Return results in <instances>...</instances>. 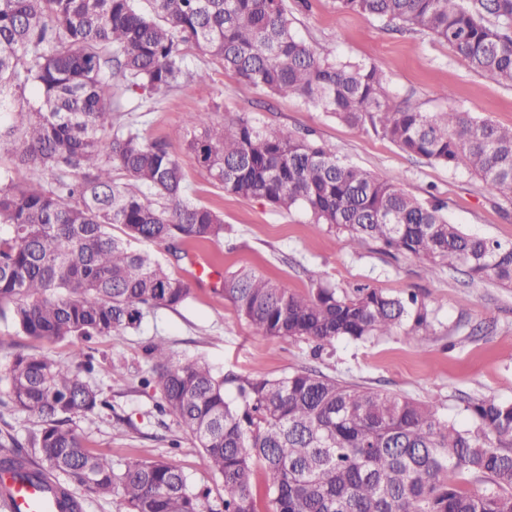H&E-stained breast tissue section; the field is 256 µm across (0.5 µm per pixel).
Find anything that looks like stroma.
<instances>
[{"mask_svg": "<svg viewBox=\"0 0 512 512\" xmlns=\"http://www.w3.org/2000/svg\"><path fill=\"white\" fill-rule=\"evenodd\" d=\"M286 6L294 32L317 54L378 65L389 79L393 100L412 97L426 112L451 105L512 126V86L473 71L447 44L339 11L336 0H309L305 8L298 0H286ZM188 69L190 78L158 97L148 114L134 112L133 99L123 97V119L134 122L146 141L168 142L186 172L189 195L221 211L228 230L221 241L188 246L180 262L164 245H151L169 271L189 283L192 295L177 310H151L139 329L93 340L97 369L90 381L110 405L77 419L85 446L116 467L134 459L171 462L193 488L209 491L211 501H218L221 487L200 449L172 417L160 413L158 393L140 383L148 367L145 349L157 339L166 341L174 358H201L216 370L242 376L279 378L315 368L433 402L440 418L462 426L469 423L463 409L467 398L492 392L512 401V288L472 284L463 272L433 270L423 260L389 254L375 243L352 253L344 249L341 234L318 228L304 210L281 213L264 200L224 192L187 150L186 117L209 112L221 121L246 115L268 130L306 134L344 161L379 177L397 178L419 199L437 198L452 223L476 236L512 242V204L489 200L468 172L410 158L388 140L351 129L314 104L267 97L224 72L207 54L189 50ZM446 89L452 100L443 98ZM201 258L218 274L250 269L299 292L309 288L314 271L348 291L367 284L393 295L412 292L427 306L431 325L417 346L400 333L367 343L339 339L320 351L308 341L260 338L215 292L214 282L196 274L194 263ZM73 349L72 340H37L0 321V440L11 436L25 443L31 463L40 460L38 450L27 445L39 422L6 405V375L17 352L66 361Z\"/></svg>", "mask_w": 512, "mask_h": 512, "instance_id": "obj_1", "label": "stroma"}]
</instances>
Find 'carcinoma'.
<instances>
[{"mask_svg":"<svg viewBox=\"0 0 512 512\" xmlns=\"http://www.w3.org/2000/svg\"><path fill=\"white\" fill-rule=\"evenodd\" d=\"M337 8L426 35L470 68L512 86V0H336ZM197 48L245 83L295 97L357 130H373L408 156L465 170L485 194L512 201V127L450 106L427 113L394 102L374 64L316 54L299 39L284 0H0V318L39 340L76 339L71 359L20 352L9 402L40 428L29 467L16 439L0 442V469L49 479L65 512L84 499L121 496L126 512H512V401L467 400L460 429L435 406L302 368L280 378L173 360L151 343L141 378L201 448L220 481L219 504L177 466L131 460L116 469L84 445L75 420L110 407L82 374L95 370L88 343L140 326L152 308L185 304L191 288L138 243L183 246L224 237L222 214L190 199L181 165L162 140L118 121L116 94L147 92L140 106L178 87ZM35 89L26 111L17 94ZM187 149L224 191L275 210L305 209L344 234L352 252L385 251L462 268L470 283L512 288V242L471 235L445 205L422 201L334 150L245 116L214 123L189 114ZM115 128L109 135L106 128ZM121 230L115 236L113 228ZM221 295L252 332L268 339L366 342L404 331L419 343L429 326L417 296L368 285L352 293L312 273L304 292L250 270L224 277ZM272 494L261 510L256 476ZM479 489L468 488L471 482Z\"/></svg>","mask_w":512,"mask_h":512,"instance_id":"obj_1","label":"carcinoma"}]
</instances>
